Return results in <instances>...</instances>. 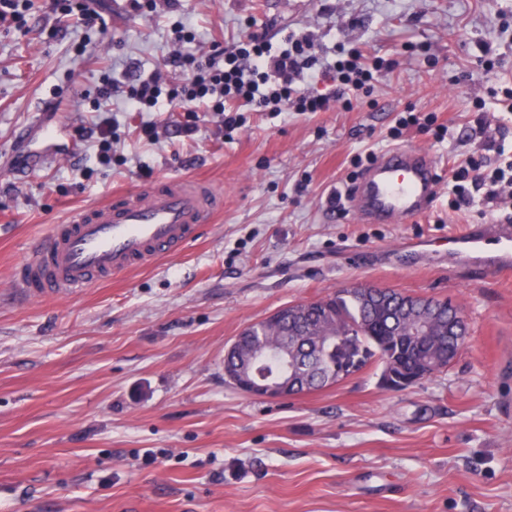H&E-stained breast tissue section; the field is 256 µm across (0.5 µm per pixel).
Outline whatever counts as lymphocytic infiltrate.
Masks as SVG:
<instances>
[{
  "mask_svg": "<svg viewBox=\"0 0 512 512\" xmlns=\"http://www.w3.org/2000/svg\"><path fill=\"white\" fill-rule=\"evenodd\" d=\"M288 49L276 52L263 36L255 34L224 57L199 60L176 52L171 62L182 73L171 84L155 75L130 89V107L137 112L160 111L165 106H185L207 101L212 111L223 113L224 126L242 124L230 110L240 103L257 112H326L337 103L351 109L359 94L368 93L384 65L365 62L359 52L339 51L335 64L317 66L309 34L288 36Z\"/></svg>",
  "mask_w": 512,
  "mask_h": 512,
  "instance_id": "lymphocytic-infiltrate-1",
  "label": "lymphocytic infiltrate"
}]
</instances>
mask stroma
Masks as SVG:
<instances>
[{"label": "stroma", "instance_id": "obj_1", "mask_svg": "<svg viewBox=\"0 0 512 512\" xmlns=\"http://www.w3.org/2000/svg\"><path fill=\"white\" fill-rule=\"evenodd\" d=\"M103 27L61 23L34 0L26 32L0 26V512H512V277L448 259L449 237L501 219L483 192L450 207V169L501 149L512 161V0H96ZM184 22L193 51L273 48L309 32L382 58L352 110L222 115L128 108L129 88L169 63ZM91 39L94 49L77 46ZM112 161L92 132L104 79ZM420 124L391 131L405 112ZM63 123L76 156L17 167ZM486 115L485 134L476 131ZM197 131L181 135L187 117ZM446 125L435 141L426 118ZM159 133L148 142L141 125ZM419 147L438 161L427 212L365 224L330 204L362 173L355 157ZM207 182L224 209L180 253L59 298L31 299L12 271L77 208L158 180ZM361 283L449 298L468 333L443 372L407 391L371 368L310 393L265 398L226 382L224 350L285 305ZM159 455L145 460L146 451Z\"/></svg>", "mask_w": 512, "mask_h": 512}]
</instances>
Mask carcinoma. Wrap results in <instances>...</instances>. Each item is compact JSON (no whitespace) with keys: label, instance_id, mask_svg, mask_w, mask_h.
<instances>
[{"label":"carcinoma","instance_id":"carcinoma-1","mask_svg":"<svg viewBox=\"0 0 512 512\" xmlns=\"http://www.w3.org/2000/svg\"><path fill=\"white\" fill-rule=\"evenodd\" d=\"M426 300L411 297L396 290L384 295L366 293L352 285L327 298L310 304L294 305L288 314L277 317L267 331H260V321L243 331L241 353L224 357V375L234 384L245 379L247 349L262 347L254 368L258 373L276 375L283 366L277 356L283 341L300 340L305 335L322 338L316 348L297 347L294 361L303 367L305 383L313 391L339 382L341 373H350V358L360 357L357 370L374 363H389L398 376L396 385L417 384L441 372L440 365L457 356V345L448 328V308L462 312L460 305L445 299L438 305L425 307ZM415 320L431 324L430 340L423 344L403 335ZM355 327V337L342 339L336 332L345 326Z\"/></svg>","mask_w":512,"mask_h":512}]
</instances>
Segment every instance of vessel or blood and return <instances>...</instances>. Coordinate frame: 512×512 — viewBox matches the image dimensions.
<instances>
[{
	"mask_svg": "<svg viewBox=\"0 0 512 512\" xmlns=\"http://www.w3.org/2000/svg\"><path fill=\"white\" fill-rule=\"evenodd\" d=\"M437 195L435 158L421 148H391L345 198L365 218L388 223L423 214ZM222 207V195L201 181L116 194L112 202L74 211L66 223L54 225L16 267V285L32 298L57 297L121 275L180 251ZM450 244L459 263L495 275L512 270L511 224H473Z\"/></svg>",
	"mask_w": 512,
	"mask_h": 512,
	"instance_id": "b4317fda",
	"label": "vessel or blood"
}]
</instances>
